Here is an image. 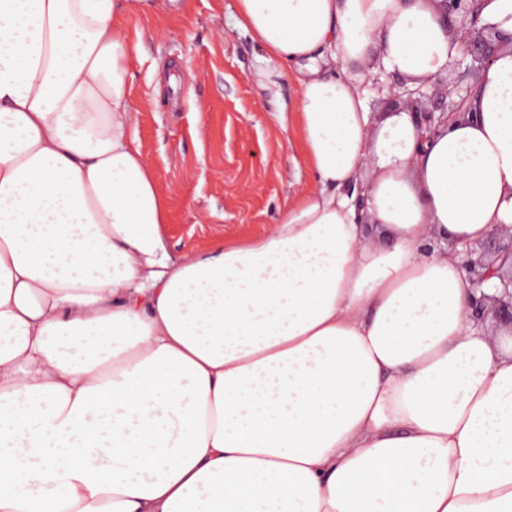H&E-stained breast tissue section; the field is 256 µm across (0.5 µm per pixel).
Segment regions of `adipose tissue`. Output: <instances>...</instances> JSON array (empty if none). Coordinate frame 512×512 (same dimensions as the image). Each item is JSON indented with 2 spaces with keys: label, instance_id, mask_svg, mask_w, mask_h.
<instances>
[{
  "label": "adipose tissue",
  "instance_id": "obj_1",
  "mask_svg": "<svg viewBox=\"0 0 512 512\" xmlns=\"http://www.w3.org/2000/svg\"><path fill=\"white\" fill-rule=\"evenodd\" d=\"M162 4L0 0V512H512V334L456 254L512 225V0H481L472 118L427 138L350 69L446 73L442 0H236L314 181L182 254L118 25Z\"/></svg>",
  "mask_w": 512,
  "mask_h": 512
}]
</instances>
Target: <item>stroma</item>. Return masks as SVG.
Wrapping results in <instances>:
<instances>
[{
	"instance_id": "35a3bbf8",
	"label": "stroma",
	"mask_w": 512,
	"mask_h": 512,
	"mask_svg": "<svg viewBox=\"0 0 512 512\" xmlns=\"http://www.w3.org/2000/svg\"><path fill=\"white\" fill-rule=\"evenodd\" d=\"M234 12L235 0H177L168 13L121 19L136 47L140 149L168 197L175 253L270 230L313 182L292 161L294 72L235 29Z\"/></svg>"
}]
</instances>
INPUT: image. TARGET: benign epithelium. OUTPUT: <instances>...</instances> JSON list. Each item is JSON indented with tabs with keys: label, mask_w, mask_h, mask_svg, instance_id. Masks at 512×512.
<instances>
[{
	"label": "benign epithelium",
	"mask_w": 512,
	"mask_h": 512,
	"mask_svg": "<svg viewBox=\"0 0 512 512\" xmlns=\"http://www.w3.org/2000/svg\"><path fill=\"white\" fill-rule=\"evenodd\" d=\"M467 39L466 53L471 62L463 71L462 77L476 80L479 72L492 61L502 42L495 36L485 37L473 35L466 29H460ZM374 88L379 93L388 96L393 106H398V99L405 96V107L416 117L417 126L427 132H432L440 124L458 121L471 114L469 101L473 90L461 93L460 82L453 81L445 84H430L431 93L427 94L417 88L400 93L391 85H385L374 78ZM429 98L434 100L431 109L415 107L416 99ZM462 268L467 274L471 288L479 292L473 297L471 317L478 323L484 324L492 320L495 325H507L512 328V226H500L489 237L479 243L469 244L463 251ZM500 280V294L489 295L484 292V285L492 278Z\"/></svg>",
	"instance_id": "7a95c632"
}]
</instances>
